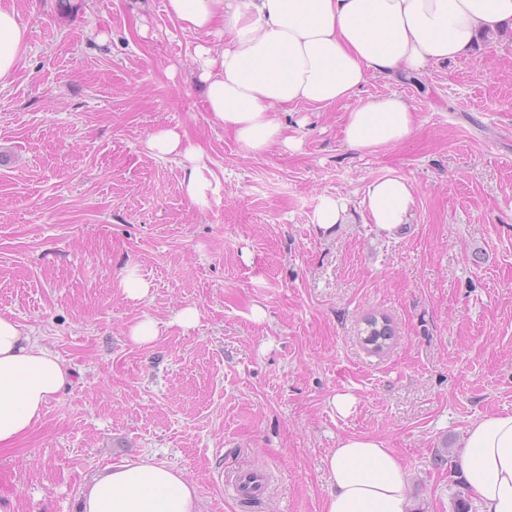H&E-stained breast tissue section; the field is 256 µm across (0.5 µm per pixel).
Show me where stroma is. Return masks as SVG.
<instances>
[{
  "label": "stroma",
  "mask_w": 512,
  "mask_h": 512,
  "mask_svg": "<svg viewBox=\"0 0 512 512\" xmlns=\"http://www.w3.org/2000/svg\"><path fill=\"white\" fill-rule=\"evenodd\" d=\"M164 2L0 0L27 28L0 87V315L71 371L35 429L0 447V495L14 512H76L106 466L153 458L196 484L202 512H321L323 458L370 435L408 469L418 512H456L463 430L512 412V36L368 79L363 96L412 104L404 143L358 154L345 105L300 106L299 148L252 157L211 124L191 59L202 37ZM172 126L209 157L201 203L145 146ZM384 175L415 194L392 237L359 206ZM326 195L351 214L328 232L312 222ZM128 266L151 284L137 304L118 286ZM187 306L189 330L172 322ZM370 313L395 331L380 355L361 341ZM146 316L159 335L134 344ZM339 392L351 415L334 411ZM243 469L271 477L257 503L225 484Z\"/></svg>",
  "instance_id": "obj_1"
}]
</instances>
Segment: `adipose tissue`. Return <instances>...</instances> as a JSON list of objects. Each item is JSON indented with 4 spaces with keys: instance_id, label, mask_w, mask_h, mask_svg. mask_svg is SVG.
Here are the masks:
<instances>
[{
    "instance_id": "ef3b65f1",
    "label": "adipose tissue",
    "mask_w": 512,
    "mask_h": 512,
    "mask_svg": "<svg viewBox=\"0 0 512 512\" xmlns=\"http://www.w3.org/2000/svg\"><path fill=\"white\" fill-rule=\"evenodd\" d=\"M184 31L223 39L194 48L203 107L247 154L293 147L279 112L352 102L344 142L359 153L406 141L416 115L396 94L362 97L368 78L410 75L468 55L480 37L512 27V0H167ZM25 30L0 8V86L19 64ZM178 159L191 202L204 197L203 149L176 127L146 142ZM415 205L412 183L384 175L360 201L368 223L392 235ZM70 383L60 357L21 323L0 315V446L7 448L41 421ZM461 479L479 512H512V413L473 421L462 437ZM329 486L322 512H410L409 473L386 441L341 438L323 459ZM79 512H201L197 486L153 459L113 464L82 488Z\"/></svg>"
}]
</instances>
